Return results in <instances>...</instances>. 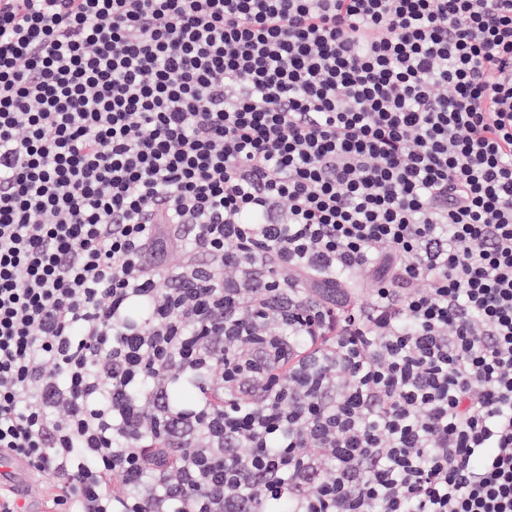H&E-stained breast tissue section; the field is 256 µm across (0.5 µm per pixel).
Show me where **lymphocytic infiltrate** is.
<instances>
[{"instance_id":"obj_1","label":"lymphocytic infiltrate","mask_w":512,"mask_h":512,"mask_svg":"<svg viewBox=\"0 0 512 512\" xmlns=\"http://www.w3.org/2000/svg\"><path fill=\"white\" fill-rule=\"evenodd\" d=\"M0 457L47 512H512V0H0Z\"/></svg>"}]
</instances>
